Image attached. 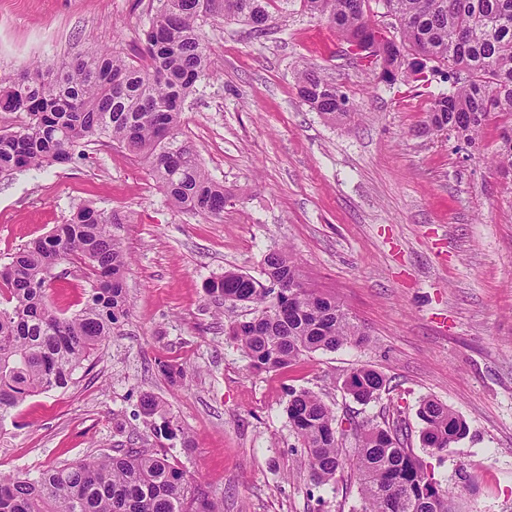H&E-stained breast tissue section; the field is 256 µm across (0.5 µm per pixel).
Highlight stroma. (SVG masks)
I'll list each match as a JSON object with an SVG mask.
<instances>
[{
    "label": "stroma",
    "mask_w": 512,
    "mask_h": 512,
    "mask_svg": "<svg viewBox=\"0 0 512 512\" xmlns=\"http://www.w3.org/2000/svg\"><path fill=\"white\" fill-rule=\"evenodd\" d=\"M152 0H0V75L111 47L143 48ZM276 24L254 35L237 21L203 27L210 76L183 103L182 129L228 199L223 217L173 208L145 164L112 144L87 159L0 177V264L64 223L79 205L126 215L112 227L131 257L129 313L64 390L26 398L6 421L0 471L40 470L122 448H153L139 412L150 393L191 439L168 454L223 512H356L349 477L316 491L285 413L288 392L320 395L342 421L403 411L410 442L455 512H512V183L479 148L420 135L445 83L378 81L301 0H277ZM346 94L350 121L330 124L298 95L302 64ZM285 248L307 281L369 333L364 347L316 352L257 372L230 339L248 308L214 303L208 279L229 268L263 279ZM90 285L69 267L49 289L72 312ZM183 365L173 382L161 363ZM389 384L363 405L343 389L353 368ZM467 422L448 450L424 447L422 398Z\"/></svg>",
    "instance_id": "1"
}]
</instances>
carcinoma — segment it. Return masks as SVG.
I'll list each match as a JSON object with an SVG mask.
<instances>
[{
	"label": "carcinoma",
	"mask_w": 512,
	"mask_h": 512,
	"mask_svg": "<svg viewBox=\"0 0 512 512\" xmlns=\"http://www.w3.org/2000/svg\"><path fill=\"white\" fill-rule=\"evenodd\" d=\"M243 22L262 34L270 27L275 0H157L144 30L143 57L131 62L115 49L65 62L37 59L11 78L0 79V112H24L29 122L0 127V175L67 164L86 157V148L108 140L144 161L174 207L220 218L224 184L204 168L183 136L182 104L209 76L203 24L215 17ZM313 16L348 41L360 39L395 82L411 74L438 75L449 89L437 95L424 127L446 131L458 148H472L489 118L500 133L493 163L512 182V0H376L392 19L393 40L376 37L371 0H302ZM300 98L332 124L351 117L348 98L315 68L297 73ZM123 218L91 204L76 208L50 234L28 242L0 265V437L3 422L27 397L69 386L84 361L111 336L128 314L125 278L128 256L109 230ZM63 263L81 269L91 282L84 305L59 312L47 291ZM266 282L228 269L206 282L218 303L246 304L251 317L229 336L258 372L281 370L301 356L334 352L367 342L365 331L336 297L311 288L298 263L285 251L265 258ZM386 376L368 366L343 382L354 400L369 403L387 387ZM140 413L153 435L166 442L188 435L167 417L152 394L140 398ZM288 422L316 489L336 482L348 468L358 486L359 512H452V491L427 471L409 448L402 412L381 423H353V455L344 448L345 430L316 393L290 390ZM423 445L444 450L467 434L466 421L434 398L420 400ZM0 512H222L209 492L169 457L151 448H126L43 470L35 477L0 475Z\"/></svg>",
	"instance_id": "carcinoma-1"
}]
</instances>
